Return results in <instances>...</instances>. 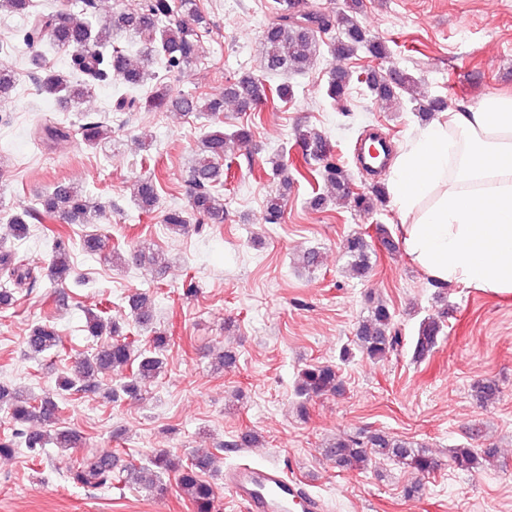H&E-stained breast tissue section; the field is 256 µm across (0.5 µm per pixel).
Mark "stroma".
I'll return each mask as SVG.
<instances>
[{
    "mask_svg": "<svg viewBox=\"0 0 512 512\" xmlns=\"http://www.w3.org/2000/svg\"><path fill=\"white\" fill-rule=\"evenodd\" d=\"M361 24L386 48L384 71L413 74L423 95L448 100L451 109L498 93L512 94V0H363ZM209 22L199 57L180 69L154 67L158 82L173 93L221 95L235 76L263 74L261 31L274 0H197ZM22 24L0 13V61L17 66V82L0 98L9 120L0 124V210L37 203L54 184L78 186L106 207L101 223L69 226L71 279L52 289L42 283L20 291L9 309H0V383L58 397L59 417L83 437L81 448L65 455L48 448L42 461L19 452L0 460V512H193L175 479L164 495L128 487L90 489L72 484L67 471L105 449L122 459L146 462L167 449L188 456L215 448L243 430L257 432V448L224 453L221 473L210 476L218 512H245L224 489L225 470L243 463L287 468L322 504V512H512V296L500 297L461 285L435 287L402 249L378 248L364 280L343 269L345 240L383 228L398 236L404 219L393 200L369 214L352 203L308 208L311 192L325 182L295 181L281 223L262 221L267 197L280 183L268 159L287 149L289 168H303L294 144L296 126L325 132L336 144L354 192L369 191L376 179L363 172L357 148L369 134H388L403 148L424 127L411 102L389 105L362 85H352L345 109L324 97L336 59L321 45L313 64L289 75L295 97L264 101L254 111H226L225 121L251 127V142L235 149L225 182L224 221L171 236L162 211L187 207L189 172L209 121L168 112H115L112 87L103 84L80 107L46 98L36 90L27 66L7 44ZM112 120V140L91 149L77 134L80 112ZM39 121L73 128L68 145L45 152L30 129ZM152 144L140 151L139 141ZM156 178L160 208L142 213L133 200L135 182ZM58 221L35 224L22 239L0 223V241L20 258L39 262L50 252L49 232ZM101 236L100 254L87 255L78 241L86 232ZM146 246L165 259L147 271L113 266L111 254ZM320 252L313 271L296 267L294 257ZM66 306H56V293ZM152 296L158 328L169 344L164 374L147 384L137 400L117 404L101 396L59 397L57 377L75 357L90 353L98 340L85 331V312L111 299L113 320L128 336L146 342L126 309V296ZM383 300L396 315L405 345L373 362L355 349V331L370 298ZM447 309L444 332L425 360L413 357L410 342L419 322ZM58 327L64 351L54 358L32 357L24 345L28 329L45 320ZM227 349L233 367L217 370L211 353ZM350 357H343V350ZM338 366L340 392L310 401L295 391L305 365ZM498 386L490 400L475 397V383ZM383 430L425 445L438 467L425 477L421 495L407 497L413 476L394 462L374 459L364 470H341L321 450L340 434L367 436ZM454 448H494L503 467L470 473L450 467Z\"/></svg>",
    "mask_w": 512,
    "mask_h": 512,
    "instance_id": "35a3bbf8",
    "label": "stroma"
}]
</instances>
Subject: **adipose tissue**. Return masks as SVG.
<instances>
[{"label": "adipose tissue", "instance_id": "ef3b65f1", "mask_svg": "<svg viewBox=\"0 0 512 512\" xmlns=\"http://www.w3.org/2000/svg\"><path fill=\"white\" fill-rule=\"evenodd\" d=\"M406 254L435 282L512 294V96L422 129L390 169Z\"/></svg>", "mask_w": 512, "mask_h": 512}]
</instances>
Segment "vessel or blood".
Listing matches in <instances>:
<instances>
[{
    "mask_svg": "<svg viewBox=\"0 0 512 512\" xmlns=\"http://www.w3.org/2000/svg\"><path fill=\"white\" fill-rule=\"evenodd\" d=\"M224 487L247 512H320L319 501L302 495L296 482L277 466L242 465L225 473Z\"/></svg>",
    "mask_w": 512,
    "mask_h": 512,
    "instance_id": "vessel-or-blood-1",
    "label": "vessel or blood"
}]
</instances>
